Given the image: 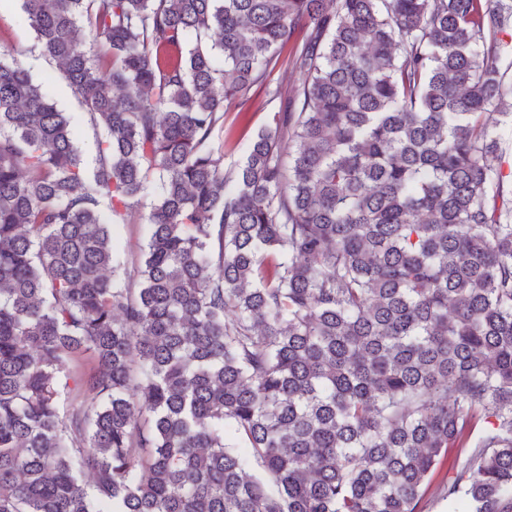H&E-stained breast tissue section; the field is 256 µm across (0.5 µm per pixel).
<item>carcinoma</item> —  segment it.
Segmentation results:
<instances>
[{
	"label": "carcinoma",
	"mask_w": 512,
	"mask_h": 512,
	"mask_svg": "<svg viewBox=\"0 0 512 512\" xmlns=\"http://www.w3.org/2000/svg\"><path fill=\"white\" fill-rule=\"evenodd\" d=\"M21 9L100 133L0 51V512H417L450 448L448 503L512 512V0ZM250 100L242 107H232L224 115V170L234 166L245 156L252 137L261 129L272 125V118L279 109V102H267L264 93L252 90ZM240 108L242 111H240ZM153 189L150 193L135 203L132 214L128 217L127 223L113 226V241L120 259L126 263L128 270H131L141 256V249L146 245L147 227L146 217L150 210V203L153 200Z\"/></svg>",
	"instance_id": "cac0c4a2"
}]
</instances>
